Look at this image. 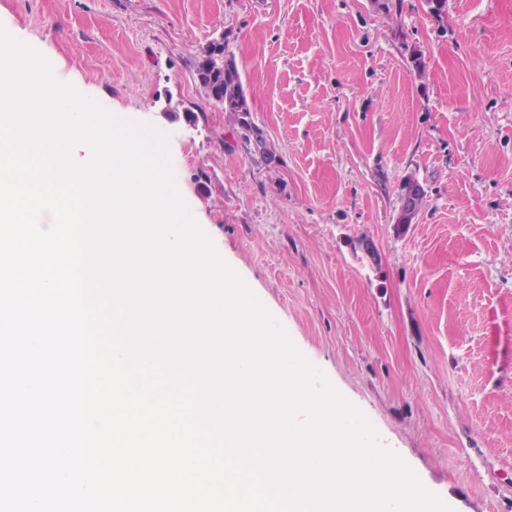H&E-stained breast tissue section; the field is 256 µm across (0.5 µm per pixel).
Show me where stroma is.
I'll return each instance as SVG.
<instances>
[{"label":"stroma","mask_w":512,"mask_h":512,"mask_svg":"<svg viewBox=\"0 0 512 512\" xmlns=\"http://www.w3.org/2000/svg\"><path fill=\"white\" fill-rule=\"evenodd\" d=\"M0 29L157 130L225 265L426 491L512 512V0H0ZM218 37L246 114L197 84Z\"/></svg>","instance_id":"stroma-1"}]
</instances>
